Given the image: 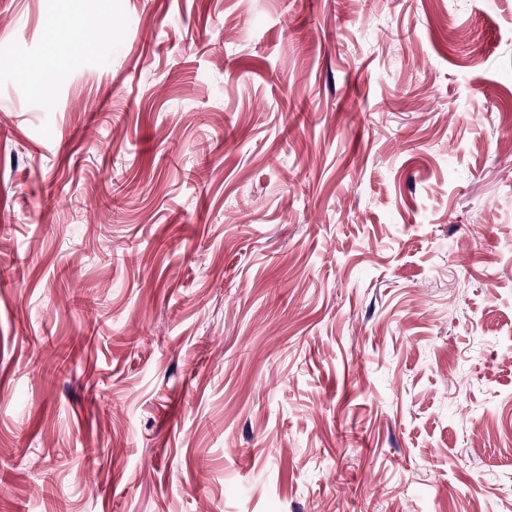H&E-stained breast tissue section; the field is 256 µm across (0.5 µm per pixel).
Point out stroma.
<instances>
[{
	"label": "stroma",
	"instance_id": "35a3bbf8",
	"mask_svg": "<svg viewBox=\"0 0 512 512\" xmlns=\"http://www.w3.org/2000/svg\"><path fill=\"white\" fill-rule=\"evenodd\" d=\"M98 9L0 0V512H512V0Z\"/></svg>",
	"mask_w": 512,
	"mask_h": 512
}]
</instances>
